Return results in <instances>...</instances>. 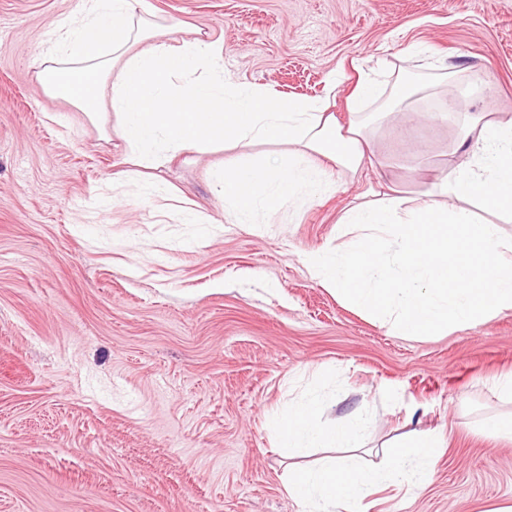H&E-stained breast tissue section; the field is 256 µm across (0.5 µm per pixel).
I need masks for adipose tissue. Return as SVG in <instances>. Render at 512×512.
Masks as SVG:
<instances>
[{
  "mask_svg": "<svg viewBox=\"0 0 512 512\" xmlns=\"http://www.w3.org/2000/svg\"><path fill=\"white\" fill-rule=\"evenodd\" d=\"M108 26L118 36L99 41L98 32ZM164 58L172 59V67L159 68ZM41 62L49 96L92 123H113L123 142L121 167L112 174L116 183L129 177L130 167L162 168L180 153L209 149L218 140L288 143L283 155L216 171L214 189L235 224L258 216L280 223L284 201L329 186L332 170L367 177L382 164L376 140L382 123L458 120L450 148L455 166L421 161L409 167L408 178L419 187L413 208H406L398 185L369 184L367 202L341 218L350 243L307 254L306 266L321 285L401 336L439 335L512 310V238L480 217L490 211L512 220V121L490 108L458 116L452 104L457 66H448L444 83L436 86L396 78L387 95L376 79L365 78L348 100L350 116L343 123L329 102L288 100L272 107L265 90L231 84L220 41L174 38L172 28L141 11L140 0H76L57 21ZM197 68L203 78L187 87L176 83V74ZM106 85L113 91L112 117L99 96ZM419 97L437 98L438 108L417 109ZM175 103L181 111H172ZM244 185L249 193H241ZM321 411L320 401L308 399L272 415L267 428L277 448L296 457L311 448L364 447V412L328 427L320 422ZM440 446L439 434L414 433L377 470L352 457H328L290 470L285 490L302 512H359L373 486L424 488Z\"/></svg>",
  "mask_w": 512,
  "mask_h": 512,
  "instance_id": "ef3b65f1",
  "label": "adipose tissue"
}]
</instances>
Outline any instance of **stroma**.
<instances>
[{
    "label": "stroma",
    "instance_id": "1",
    "mask_svg": "<svg viewBox=\"0 0 512 512\" xmlns=\"http://www.w3.org/2000/svg\"><path fill=\"white\" fill-rule=\"evenodd\" d=\"M73 0H0V512H301L265 429L318 395L321 421L370 417V467L414 431L444 433L418 493L381 486L366 512H493L512 504V311L445 335H394L309 274L364 184L322 190L285 224H233L219 167L281 141L181 153L151 171L175 194L112 189L121 142L46 94L36 61ZM179 37L224 45L233 82L270 96L348 98L376 65L434 82L435 60L488 76L512 119V0H145ZM428 47L413 61L409 48ZM336 76L335 92L326 77ZM452 127L410 143L447 166Z\"/></svg>",
    "mask_w": 512,
    "mask_h": 512
}]
</instances>
